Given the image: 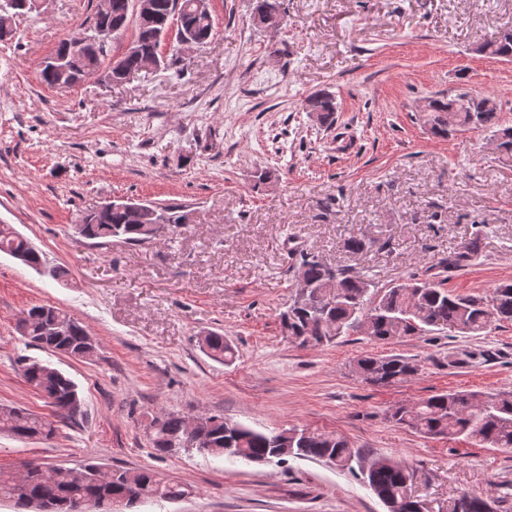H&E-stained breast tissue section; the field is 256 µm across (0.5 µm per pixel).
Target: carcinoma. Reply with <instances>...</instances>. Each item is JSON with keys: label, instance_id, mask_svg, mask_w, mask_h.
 <instances>
[{"label": "carcinoma", "instance_id": "obj_1", "mask_svg": "<svg viewBox=\"0 0 512 512\" xmlns=\"http://www.w3.org/2000/svg\"><path fill=\"white\" fill-rule=\"evenodd\" d=\"M155 10L147 21H136L135 41L139 52L124 53L116 59L123 69L141 71L145 63L167 65L161 46L169 18L177 14L181 28L203 45L213 35V20L197 11L195 0H154ZM133 15L131 0H112V16L99 22L103 28H126ZM112 35L86 43L87 53L71 56L68 77L54 72L41 73L45 84L57 89L76 87L83 72L91 65L103 66L107 44ZM493 57L512 58V25L504 26L491 41ZM486 96L459 92L431 100L429 122L433 133L447 136L456 131H489L500 140L506 154L512 155V126L502 122L500 110L485 107ZM306 108L317 113L324 124H332L336 106L331 94L318 93L306 101ZM159 215L175 226L181 223L183 207L161 204ZM84 231L90 239H112L129 245L144 243L142 225L120 209L88 208L84 213ZM482 248V236L476 234L464 248L448 254L441 264L442 272L467 265ZM0 252L21 257L29 266L45 264L42 254L31 243L0 224ZM291 267L303 270L309 293L294 295L281 314V324L288 325L289 336H315L316 344L331 342L357 331L368 323L369 336L388 341L395 338L394 326L403 324L405 336L425 332L431 327L453 329L459 333L478 335L494 322H512V283H503L486 297L453 294L444 288L441 272L425 271L410 281L387 288L376 286L370 279L354 274L345 266L332 267L315 260L307 251L291 254ZM28 329L24 336L35 346L68 356L91 360L97 344L84 327L65 310L50 306H33L27 311ZM203 350L226 364L234 361L235 349L219 333L204 337ZM355 369L364 381L378 385H394L418 373L416 360L402 355L366 356L356 361ZM33 386L61 415L74 417L81 412L82 400L75 383L58 369L32 360L23 372ZM206 441L192 442L185 436V416L167 413L162 416L160 430L152 431L155 455L163 456L182 448L212 455H226L249 462L268 463L281 460L276 449L291 448L290 457L321 459L342 469H353L359 463L361 475L388 512H417L413 494L416 470L391 457L365 459L340 436L309 429L290 428L292 436L284 439L278 431H261L224 418L208 415ZM388 419L399 427L428 437L473 440L495 448H512V393L484 394L476 391L451 390L435 393L413 404H399L388 412ZM19 440H49L56 434L50 420L24 410L0 407V434ZM136 490L139 499H177L186 488L160 480L149 469L103 472V466L86 463L65 468L45 465L19 473L0 469V498L12 499L28 507V512H73L71 505L80 500L95 501L112 512V501L124 492ZM459 512H486L489 501L479 495L463 492L458 496Z\"/></svg>", "mask_w": 512, "mask_h": 512}]
</instances>
